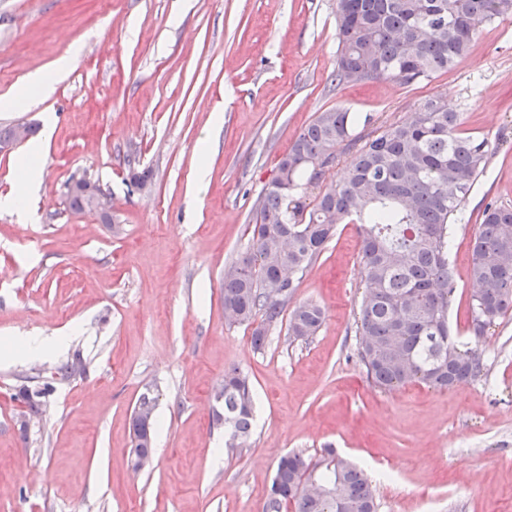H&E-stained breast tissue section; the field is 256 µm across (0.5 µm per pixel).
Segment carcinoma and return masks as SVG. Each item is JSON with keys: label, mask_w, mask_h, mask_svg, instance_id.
Masks as SVG:
<instances>
[{"label": "carcinoma", "mask_w": 512, "mask_h": 512, "mask_svg": "<svg viewBox=\"0 0 512 512\" xmlns=\"http://www.w3.org/2000/svg\"><path fill=\"white\" fill-rule=\"evenodd\" d=\"M512 17V0H336V85L386 80L429 81L466 57L481 25ZM372 116L330 109L316 113L278 163L288 189L266 186L246 251L224 272V317L231 324L261 323L265 344L292 300L299 274L316 263L336 225H358L367 282L358 309V357L368 380L383 391L412 383L449 389L483 373L478 343L512 309V206L488 202L471 242L467 331L476 346L463 349L448 322L456 287L448 267L450 221L462 213L495 146L460 130V113L437 98L421 101L407 121L365 133ZM356 151L338 182L318 183L316 162L336 159L337 146ZM325 320L312 302L289 313L288 335L307 340ZM54 387L46 382L20 392L39 413ZM225 447L252 435L255 403L249 378L224 372ZM316 480L324 496L301 491ZM263 512H377L375 489L363 470L327 449L318 463L300 452L277 462Z\"/></svg>", "instance_id": "obj_1"}]
</instances>
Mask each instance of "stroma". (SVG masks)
Masks as SVG:
<instances>
[{"instance_id":"35a3bbf8","label":"stroma","mask_w":512,"mask_h":512,"mask_svg":"<svg viewBox=\"0 0 512 512\" xmlns=\"http://www.w3.org/2000/svg\"><path fill=\"white\" fill-rule=\"evenodd\" d=\"M76 44L50 97L0 108V126L38 127L0 153V199L18 195L22 159L41 149L28 219L0 208V512H262L278 459L326 448L366 471L377 512H512V311L481 343L479 379L373 387L356 351L361 240L341 224L293 297L325 308L316 336L293 340L282 323L258 348L250 326L224 319V270L316 113L381 126L438 97L496 145L451 236L448 317L466 328L482 210L512 205V18L483 25L432 80L336 87V0H0V98ZM145 168L142 191L131 173ZM74 177L111 195L113 224L68 208ZM58 336L67 344L39 358L10 349ZM77 357L84 372L56 384L42 416L23 417L19 388ZM233 367L256 417L230 451L216 392ZM146 392L157 398L153 465L136 473L131 416Z\"/></svg>"}]
</instances>
